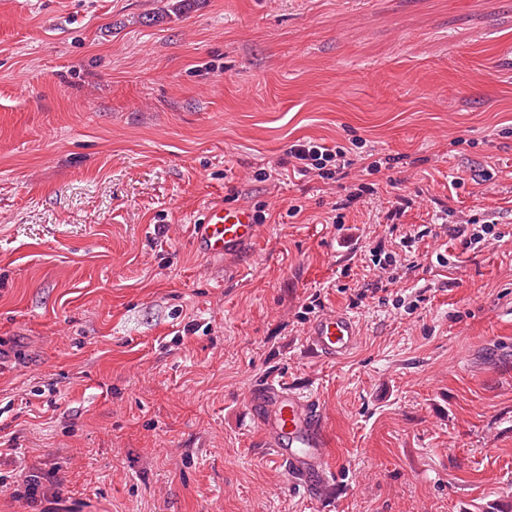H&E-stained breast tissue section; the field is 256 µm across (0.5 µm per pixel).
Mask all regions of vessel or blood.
I'll list each match as a JSON object with an SVG mask.
<instances>
[{
    "mask_svg": "<svg viewBox=\"0 0 512 512\" xmlns=\"http://www.w3.org/2000/svg\"><path fill=\"white\" fill-rule=\"evenodd\" d=\"M258 226L247 207L208 206L191 226L196 250L206 257H226L240 253L254 243ZM357 324L344 313H325L309 326L308 347L319 358L336 360L353 350ZM258 421L268 448L285 466L291 484L307 494L335 475L327 458L319 405L307 395L284 384L268 381L255 396Z\"/></svg>",
    "mask_w": 512,
    "mask_h": 512,
    "instance_id": "obj_1",
    "label": "vessel or blood"
}]
</instances>
